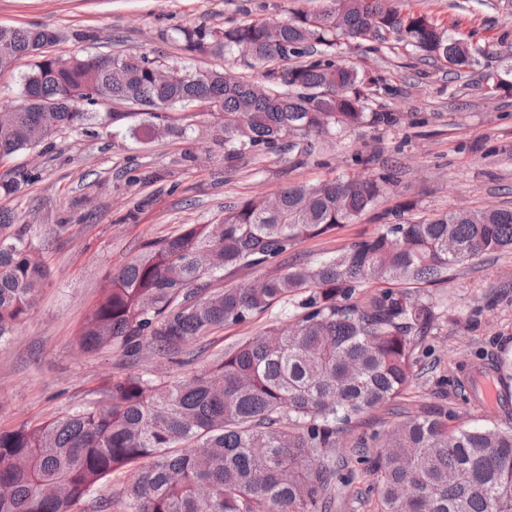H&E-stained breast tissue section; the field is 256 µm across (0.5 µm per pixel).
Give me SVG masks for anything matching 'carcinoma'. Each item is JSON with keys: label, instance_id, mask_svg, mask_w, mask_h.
I'll return each instance as SVG.
<instances>
[{"label": "carcinoma", "instance_id": "carcinoma-1", "mask_svg": "<svg viewBox=\"0 0 512 512\" xmlns=\"http://www.w3.org/2000/svg\"><path fill=\"white\" fill-rule=\"evenodd\" d=\"M389 39L456 69L494 55L500 69L482 78L512 96L511 40L492 50L469 43L392 0H332L315 12L291 9L282 21L176 30L183 57H235L249 44L262 82L136 52L64 58L51 53L60 40L53 28L0 27V75L36 59L14 111L0 112V161L82 128L87 107L102 101L142 111L147 119L129 131L143 141L185 134L170 110L204 106L224 114L229 158L286 149L311 157L328 138L397 121L371 107L379 79L337 53L343 44ZM159 69L169 73L164 84ZM47 107L53 126L40 119ZM397 183L393 170L295 183L146 243L86 315L81 352L118 346L132 359L147 350L183 366L190 345L216 328L280 303L295 312L181 380L130 373L73 412L0 430V484L11 487L0 512H75L87 500L96 512H328L327 491L342 478L336 435L407 389L420 340L442 317L417 289L447 282L448 272L479 255L512 250V207L413 222L401 220L417 206L406 200L394 221L335 255L315 265L288 262L298 243L358 222ZM270 264L272 275L206 291L219 274ZM44 278L27 228L0 209V341L25 318ZM371 284L380 289L363 294ZM489 375L507 386L512 357L490 364ZM391 415L398 421L373 463L379 512H512L511 426L450 430L442 408Z\"/></svg>", "mask_w": 512, "mask_h": 512}]
</instances>
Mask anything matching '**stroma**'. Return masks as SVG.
I'll use <instances>...</instances> for the list:
<instances>
[{
    "label": "stroma",
    "instance_id": "35a3bbf8",
    "mask_svg": "<svg viewBox=\"0 0 512 512\" xmlns=\"http://www.w3.org/2000/svg\"><path fill=\"white\" fill-rule=\"evenodd\" d=\"M291 5L292 0H0V27L54 28L61 35L55 52L63 57L137 51L176 58L177 44L168 37L174 28L282 20ZM396 5L405 13L429 14L457 37L481 44L497 42L512 29V0ZM340 52L385 80L388 90L379 103L398 121L351 131L300 165L284 154L227 158L223 115L197 108L175 111L185 136L165 134L145 143L127 126L113 125V103L94 106L85 128L63 131L0 162V178L22 184L18 194L0 197V208L28 227L49 271L26 319L0 343V429L50 421L91 400L116 375L152 371L171 381L184 376V368L161 358L129 363L117 347L81 353L74 337L102 285L143 244L188 224L218 220L228 203L358 173L355 159L362 155L370 158V171L391 165L400 170L394 193L381 207L414 200L408 219L459 208L512 207V96L496 93L482 79L499 68L498 59L452 74L446 63H420L401 47L370 52L349 44ZM379 225L376 212H369L359 223L299 243L292 255L316 264ZM428 293L444 315L416 351L402 407L439 405L459 423L512 426V408L479 402L458 387L475 366L512 354V250L467 262ZM289 315L277 305L216 330L197 366L256 335L273 318ZM385 419L384 412H370L337 439L344 480L332 490V512H376L374 475L360 459L359 442L383 433Z\"/></svg>",
    "mask_w": 512,
    "mask_h": 512
}]
</instances>
